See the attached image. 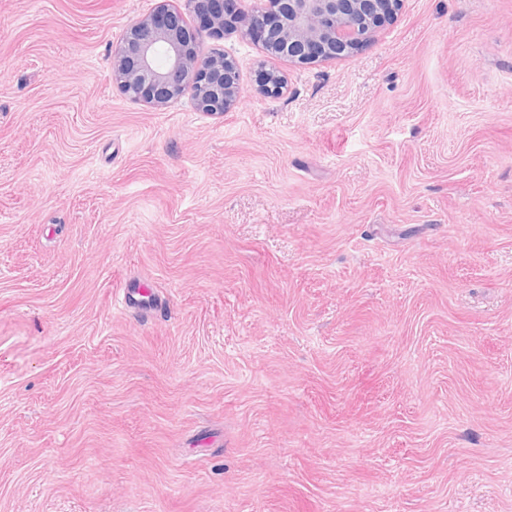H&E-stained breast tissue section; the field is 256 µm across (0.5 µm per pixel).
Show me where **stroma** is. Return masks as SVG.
<instances>
[{"instance_id": "1", "label": "stroma", "mask_w": 512, "mask_h": 512, "mask_svg": "<svg viewBox=\"0 0 512 512\" xmlns=\"http://www.w3.org/2000/svg\"><path fill=\"white\" fill-rule=\"evenodd\" d=\"M157 3L0 0V512H512V0L204 38L221 116L113 84ZM288 86L286 76L277 69L262 71V78L255 89L256 93L266 97H278Z\"/></svg>"}]
</instances>
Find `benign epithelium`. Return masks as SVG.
Instances as JSON below:
<instances>
[{
	"label": "benign epithelium",
	"mask_w": 512,
	"mask_h": 512,
	"mask_svg": "<svg viewBox=\"0 0 512 512\" xmlns=\"http://www.w3.org/2000/svg\"><path fill=\"white\" fill-rule=\"evenodd\" d=\"M198 27L166 0L133 21L112 49V79L135 102L164 107L191 92L197 110L231 112L244 89L237 62L222 52L205 54L203 37L238 32L271 56L314 65L366 46L390 22L401 0H263L251 10L241 0H185ZM288 86L277 69L262 71L256 93L278 97Z\"/></svg>",
	"instance_id": "benign-epithelium-1"
}]
</instances>
